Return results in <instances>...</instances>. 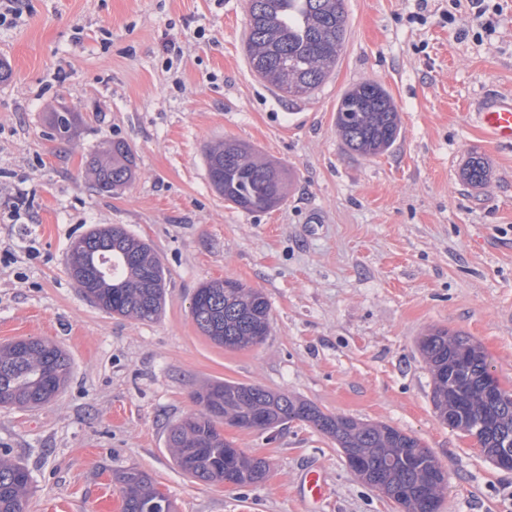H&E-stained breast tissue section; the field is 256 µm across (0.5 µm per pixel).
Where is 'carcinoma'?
<instances>
[{"instance_id":"1","label":"carcinoma","mask_w":512,"mask_h":512,"mask_svg":"<svg viewBox=\"0 0 512 512\" xmlns=\"http://www.w3.org/2000/svg\"><path fill=\"white\" fill-rule=\"evenodd\" d=\"M247 55L256 75L290 97L310 94L333 73L345 42L343 0H248ZM74 113L68 109L50 115V125L61 140H68ZM336 129L351 151L365 156L387 152L400 133L397 108L388 91L366 82L345 92L336 111ZM209 179L224 200L249 212L277 207L286 196L282 167L262 158L251 145L224 141L206 152ZM97 190L110 193L133 179L132 153L117 140L89 161ZM463 180L473 186L487 181L485 162L468 161ZM84 246L71 251L74 277L91 264L101 272L94 287L78 281L100 308L121 316L150 321L162 310L166 277L154 249L120 225L94 227L82 236ZM198 329L212 342L238 350L263 343L270 333V305L265 295L231 279L201 285L191 306ZM471 338L461 332L436 328L420 340V351L433 375L435 408L464 405L461 429L484 423L477 434L480 448H512V392L497 405L486 403L483 391L490 364L484 352L462 360ZM71 370L67 355L55 344L30 338L0 346V404L34 407L53 399ZM199 410L174 426L169 447L176 465L204 483L224 481V440L220 425L239 428L278 427L292 421L313 424L333 437L340 448H357L366 469L405 491L407 512H424L419 483L434 470L436 461L423 451L419 438L386 424L360 423L325 413L314 404L285 392L258 385L214 381L193 394ZM246 468L237 485L264 478L266 462L242 457ZM122 485V512H175L170 498L152 478L138 469L118 475ZM31 472L19 463L0 458V512H25Z\"/></svg>"}]
</instances>
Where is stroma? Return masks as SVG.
Wrapping results in <instances>:
<instances>
[{
  "label": "stroma",
  "instance_id": "1",
  "mask_svg": "<svg viewBox=\"0 0 512 512\" xmlns=\"http://www.w3.org/2000/svg\"><path fill=\"white\" fill-rule=\"evenodd\" d=\"M493 31L452 0H344L333 77L288 98L252 72L247 0H26L0 26V345L39 337L70 376L51 401L0 405V455L31 472L27 512H121L120 472L148 473L177 512H400L348 468L330 436L293 421L224 437L269 470L242 488L185 474L167 447L196 412L192 393L226 380L282 391L323 412L418 437L447 474L438 512H512V471L441 423L419 348L443 327L477 342L512 390V148L487 143L475 112L512 98V0ZM381 84L400 116L386 153L348 150L342 94ZM76 116L53 137L49 114ZM236 139L284 165L292 185L265 212L212 187L208 146ZM131 148L136 178L97 192L90 159ZM482 157L489 182L462 179ZM117 224L148 242L166 274L151 321L106 312L69 271L72 242ZM262 291L271 328L230 350L197 329L211 279ZM325 482L321 501L303 487Z\"/></svg>",
  "mask_w": 512,
  "mask_h": 512
}]
</instances>
